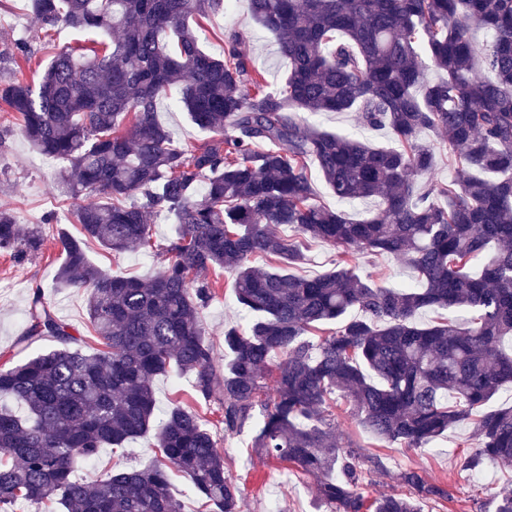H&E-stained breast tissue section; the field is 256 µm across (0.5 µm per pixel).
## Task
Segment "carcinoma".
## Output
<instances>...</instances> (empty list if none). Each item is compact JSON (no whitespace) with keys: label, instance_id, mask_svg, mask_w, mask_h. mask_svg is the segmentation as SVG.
<instances>
[{"label":"carcinoma","instance_id":"cac0c4a2","mask_svg":"<svg viewBox=\"0 0 512 512\" xmlns=\"http://www.w3.org/2000/svg\"><path fill=\"white\" fill-rule=\"evenodd\" d=\"M30 2L46 32L111 35L78 56L56 52L36 87L0 86L31 149L63 163L61 191L83 197L74 212L82 237L58 232L56 282L90 290L102 350L74 347L71 325L34 292L19 352L46 337L55 347L0 368V512L55 500L66 512H182L173 472L211 512H238L240 488L200 413L175 406L155 421L154 380L172 370L193 377L225 432L256 422L255 447L317 478L318 499L337 512H421L419 497L446 491L409 469L393 493L365 495L364 464L382 462L338 445L336 394L378 441L422 448L466 423L478 442L469 469L485 460L512 469V407L484 411L512 383V0H249L288 62L276 88L242 51V33L229 34L221 56L200 47L202 25L189 19L224 12L226 0ZM473 26L492 33L481 52ZM428 67L442 77L428 80ZM482 68L493 78L479 77ZM173 88L190 120L215 134L194 150L173 146L156 119ZM302 112H356L398 147L319 129ZM427 131L455 153L458 178L433 179L434 149L419 141ZM310 159L337 202L373 197L378 213L353 222L318 202ZM152 214L173 216L179 232L150 281L90 262L91 242L115 254L146 245ZM281 227L332 246L336 268L290 273L305 255ZM42 245L38 228L0 209L1 252L22 257ZM383 254L404 260L416 284L387 287L360 270V256ZM217 270L256 314L245 328H224V363L199 320L206 275ZM427 309L473 316L421 325ZM333 323L335 332L314 337ZM148 432L158 450L150 466L94 484L72 478L78 458Z\"/></svg>","mask_w":512,"mask_h":512}]
</instances>
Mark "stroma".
I'll return each mask as SVG.
<instances>
[{"label":"stroma","mask_w":512,"mask_h":512,"mask_svg":"<svg viewBox=\"0 0 512 512\" xmlns=\"http://www.w3.org/2000/svg\"><path fill=\"white\" fill-rule=\"evenodd\" d=\"M233 29L244 34L242 50L268 85L278 86L287 72V61L279 54L274 35L252 19L248 0H235L230 11L205 21L201 34L203 49L222 55L224 35ZM43 35L29 10V0H0V85L16 78L31 83L39 81L38 68L47 64V57L40 54L26 63L21 59L20 48L39 47ZM156 118L170 132L176 146L198 147L211 138L210 132L191 122L178 98L161 100L156 107ZM307 120L320 129L354 134L371 144L392 143L386 131L361 126L354 112H320L308 115ZM59 170L58 161H43L40 154L31 151L18 115L0 101V207L10 209L17 223L41 227L45 234L41 251L24 260L0 252V281L6 284L0 290V366L14 359L17 342L26 327L28 303L37 288L42 290L56 316L73 327L84 352L93 353L98 347L89 326L87 290L60 288L54 280L63 259L55 236L56 227H63L75 237L82 233L73 218L76 201L61 197L57 188ZM50 215L55 218L51 224L46 221ZM88 255L96 266L111 275L144 281L150 280L162 265L160 257L149 249L115 256L94 244ZM209 281L211 298L200 316L214 353L220 358L224 355L225 327L248 324L252 315L238 304L230 277L219 271L210 274ZM154 389L158 412H166L175 405L190 408L196 405L187 377L172 373L158 376ZM335 413L339 444L356 448L365 457H380L385 463L384 470L363 474V487L369 496L390 492L397 475L408 469L418 471L428 483L448 492L447 498L425 501L422 512H493L499 498L512 494V473L496 463L488 461L479 469H466L465 463L475 450L469 425H459L422 448L406 449L397 445L388 448L350 418L345 398H337ZM204 419L224 455L230 476L242 489L240 512H332L330 506L317 500L313 478L275 463L254 448L252 427L228 434L216 415L208 413ZM155 453L153 437L147 434L116 451L108 446L102 448L96 458L82 462L75 475L94 480L115 467L138 468L147 464Z\"/></svg>","instance_id":"1"}]
</instances>
